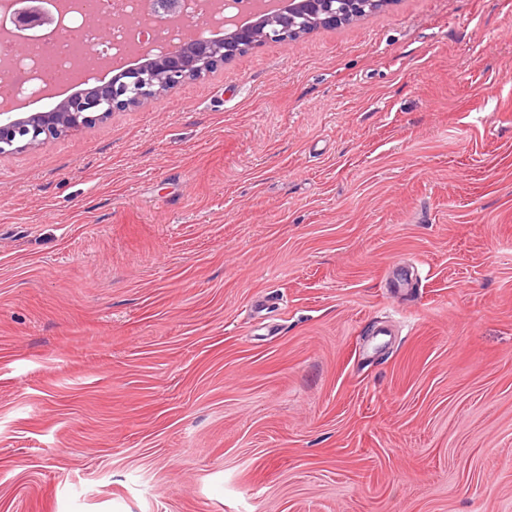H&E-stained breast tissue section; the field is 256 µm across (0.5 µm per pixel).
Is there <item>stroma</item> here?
I'll return each mask as SVG.
<instances>
[{"label": "stroma", "mask_w": 512, "mask_h": 512, "mask_svg": "<svg viewBox=\"0 0 512 512\" xmlns=\"http://www.w3.org/2000/svg\"><path fill=\"white\" fill-rule=\"evenodd\" d=\"M0 512H512V0L0 155Z\"/></svg>", "instance_id": "obj_1"}]
</instances>
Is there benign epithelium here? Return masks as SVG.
Segmentation results:
<instances>
[{
    "mask_svg": "<svg viewBox=\"0 0 512 512\" xmlns=\"http://www.w3.org/2000/svg\"><path fill=\"white\" fill-rule=\"evenodd\" d=\"M22 3L16 14L20 27L53 23L36 6ZM385 0H278L272 9L240 16L223 27L224 35H186L167 48L150 47L145 62L112 71V79L97 81L68 97L62 109L50 112H1L0 155L35 148L81 128L91 127L112 113L136 106L164 91H173L208 66L225 63L246 49L280 42L287 34L357 22Z\"/></svg>",
    "mask_w": 512,
    "mask_h": 512,
    "instance_id": "1",
    "label": "benign epithelium"
}]
</instances>
